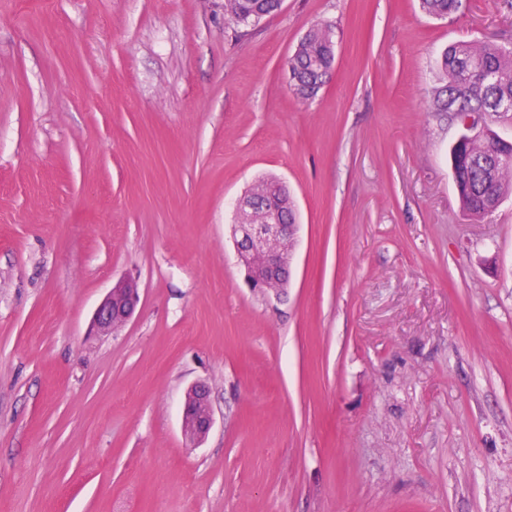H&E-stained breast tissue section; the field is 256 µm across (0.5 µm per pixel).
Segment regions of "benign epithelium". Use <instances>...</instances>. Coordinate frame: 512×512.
Instances as JSON below:
<instances>
[{
    "instance_id": "7a95c632",
    "label": "benign epithelium",
    "mask_w": 512,
    "mask_h": 512,
    "mask_svg": "<svg viewBox=\"0 0 512 512\" xmlns=\"http://www.w3.org/2000/svg\"><path fill=\"white\" fill-rule=\"evenodd\" d=\"M238 224L233 235L237 262L248 287L259 297L280 299L288 288L295 225L288 223V187L259 183L237 201ZM139 301L137 282L117 281L97 306L92 330L106 336L126 323ZM213 411L207 387L196 384L187 393L182 417L186 439L196 445L209 433Z\"/></svg>"
}]
</instances>
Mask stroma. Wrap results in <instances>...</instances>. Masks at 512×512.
Here are the masks:
<instances>
[{
  "label": "stroma",
  "mask_w": 512,
  "mask_h": 512,
  "mask_svg": "<svg viewBox=\"0 0 512 512\" xmlns=\"http://www.w3.org/2000/svg\"><path fill=\"white\" fill-rule=\"evenodd\" d=\"M488 40L512 0H0V512H512V197L463 211L435 109L443 51ZM264 177L299 224L277 303L232 235ZM281 0H224V14L240 24L256 23L277 11ZM330 29L329 25L308 29L288 58V72L294 78L290 87L302 101L316 97L330 76L334 62ZM138 301L139 289L136 281L129 278L117 281L97 306L92 319V330L99 336L110 334L132 317ZM213 425V411L204 384H196L187 393L182 417V429L186 439L196 445L209 433Z\"/></svg>",
  "instance_id": "obj_1"
}]
</instances>
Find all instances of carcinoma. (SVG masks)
<instances>
[{
    "label": "carcinoma",
    "mask_w": 512,
    "mask_h": 512,
    "mask_svg": "<svg viewBox=\"0 0 512 512\" xmlns=\"http://www.w3.org/2000/svg\"><path fill=\"white\" fill-rule=\"evenodd\" d=\"M280 6L281 0H224V13L237 23L250 24ZM461 6L462 0H421L423 11L434 17H445ZM333 62L330 26L308 29L288 58L295 96L302 101L316 97ZM440 69L446 84L438 92L436 111L459 119L464 112L488 113L486 130L462 134L451 150L453 179L463 210L482 217L491 213L489 202L512 194V141L503 140L495 129L500 121H512V109L496 110L499 100H512V44H453L442 54Z\"/></svg>",
    "instance_id": "cac0c4a2"
}]
</instances>
